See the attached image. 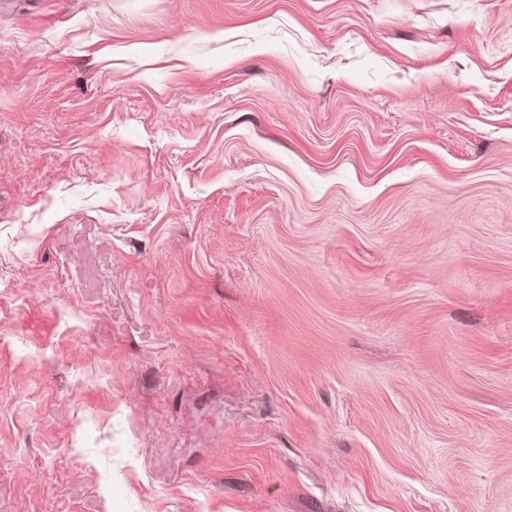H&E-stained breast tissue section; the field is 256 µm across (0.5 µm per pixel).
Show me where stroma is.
Segmentation results:
<instances>
[{"label": "stroma", "mask_w": 512, "mask_h": 512, "mask_svg": "<svg viewBox=\"0 0 512 512\" xmlns=\"http://www.w3.org/2000/svg\"><path fill=\"white\" fill-rule=\"evenodd\" d=\"M0 512H512V0H0Z\"/></svg>", "instance_id": "obj_1"}]
</instances>
